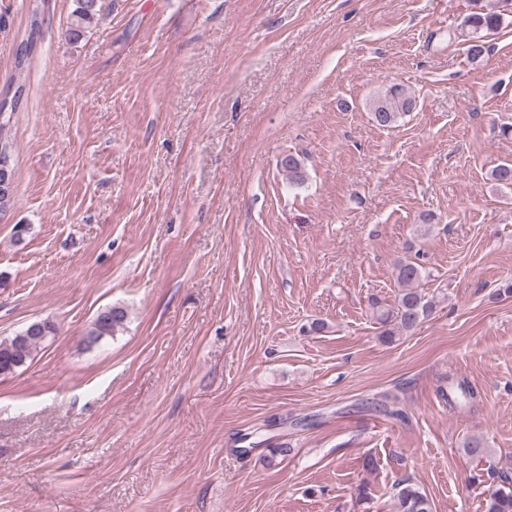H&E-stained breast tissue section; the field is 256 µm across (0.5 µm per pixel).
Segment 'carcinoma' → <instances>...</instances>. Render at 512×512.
I'll list each match as a JSON object with an SVG mask.
<instances>
[{
	"label": "carcinoma",
	"mask_w": 512,
	"mask_h": 512,
	"mask_svg": "<svg viewBox=\"0 0 512 512\" xmlns=\"http://www.w3.org/2000/svg\"><path fill=\"white\" fill-rule=\"evenodd\" d=\"M76 8L73 15L76 22L68 30V37L79 40L94 17L95 0H75ZM503 20L501 12H474L465 20L466 54L472 62L479 61L488 51L484 32L496 30ZM43 20L38 7H33L29 19V33L15 54V68L22 70L29 62L37 38L42 29ZM24 94L23 87L14 91L0 93V145L7 146L9 153H14L10 131L12 117L20 108L19 96ZM416 106L415 100L408 96L399 86L390 87L372 104L374 122L380 127H391L398 119ZM280 167L288 173L293 184L304 180V172L300 161L289 154L280 160ZM491 179L498 186H512V163L503 162L491 170ZM396 280L401 289L394 305L383 303L373 298L371 308L377 322L383 327L382 338L388 342L396 336L414 331L431 313L434 303L426 298L420 283L428 277L425 268L416 261L400 260L395 265ZM127 318L124 307L112 305L101 309L95 316L87 332V342L96 344L103 339L115 336ZM57 327L50 321L41 322V331L35 335L23 329L15 335L0 340V376L14 374L32 360L35 353L44 346L43 338L54 337ZM392 512H433L431 500L419 487L407 482L398 484V490L392 498ZM485 512H512V479H505L488 490Z\"/></svg>",
	"instance_id": "obj_1"
}]
</instances>
